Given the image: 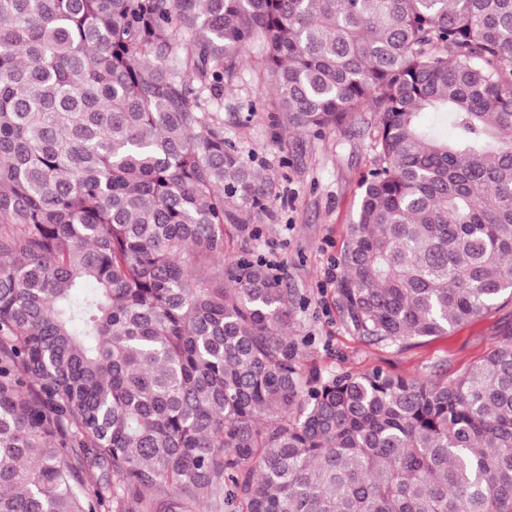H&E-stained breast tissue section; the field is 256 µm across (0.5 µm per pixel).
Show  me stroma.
<instances>
[{
    "mask_svg": "<svg viewBox=\"0 0 512 512\" xmlns=\"http://www.w3.org/2000/svg\"><path fill=\"white\" fill-rule=\"evenodd\" d=\"M259 62L257 46H249L240 74L224 87V135L259 173L269 201L251 217L255 236L228 231L227 251L245 247L279 265L284 287L301 307L295 334L303 367L323 374L379 368L449 379L478 361L495 347L499 331L512 325V303L402 350L365 343L343 325L336 260L356 220L361 180L372 167L373 115L354 113L350 127L320 137L276 134L269 112L249 109L252 100L274 97Z\"/></svg>",
    "mask_w": 512,
    "mask_h": 512,
    "instance_id": "obj_1",
    "label": "stroma"
}]
</instances>
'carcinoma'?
Segmentation results:
<instances>
[{
	"mask_svg": "<svg viewBox=\"0 0 512 512\" xmlns=\"http://www.w3.org/2000/svg\"><path fill=\"white\" fill-rule=\"evenodd\" d=\"M258 38L274 127L374 114L346 328L512 302V0H0V512H512V326L449 380L307 374L292 294L225 257Z\"/></svg>",
	"mask_w": 512,
	"mask_h": 512,
	"instance_id": "carcinoma-1",
	"label": "carcinoma"
}]
</instances>
